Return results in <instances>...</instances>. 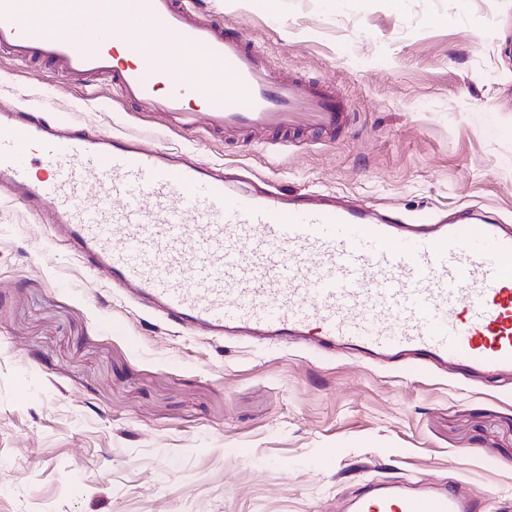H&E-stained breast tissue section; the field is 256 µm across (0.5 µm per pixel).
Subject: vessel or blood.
I'll use <instances>...</instances> for the list:
<instances>
[{
  "label": "vessel or blood",
  "mask_w": 512,
  "mask_h": 512,
  "mask_svg": "<svg viewBox=\"0 0 512 512\" xmlns=\"http://www.w3.org/2000/svg\"><path fill=\"white\" fill-rule=\"evenodd\" d=\"M0 50L119 95L171 129L332 140L333 88L277 80L194 0H0ZM213 77L203 86L191 77ZM66 228L73 254L168 325L380 364L512 373V226L470 209L405 224L331 194H236L208 164L0 105V184ZM350 512H480L469 491L369 486Z\"/></svg>",
  "instance_id": "b4317fda"
}]
</instances>
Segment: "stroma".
<instances>
[{
  "mask_svg": "<svg viewBox=\"0 0 512 512\" xmlns=\"http://www.w3.org/2000/svg\"><path fill=\"white\" fill-rule=\"evenodd\" d=\"M274 74L322 81L334 140L163 129L111 85L0 57V102L71 112L236 174L422 220L512 222V0H195ZM512 512V377L382 367L156 321L0 186V512H341L370 482Z\"/></svg>",
  "mask_w": 512,
  "mask_h": 512,
  "instance_id": "35a3bbf8",
  "label": "stroma"
}]
</instances>
